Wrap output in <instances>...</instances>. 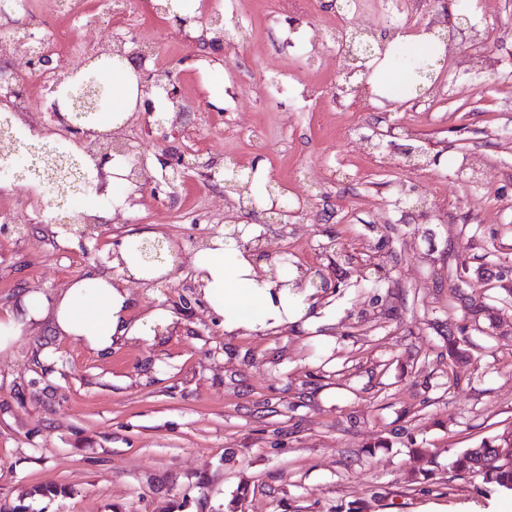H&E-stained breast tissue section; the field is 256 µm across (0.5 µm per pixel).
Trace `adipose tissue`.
Instances as JSON below:
<instances>
[{"mask_svg":"<svg viewBox=\"0 0 512 512\" xmlns=\"http://www.w3.org/2000/svg\"><path fill=\"white\" fill-rule=\"evenodd\" d=\"M259 265L258 257L245 253L225 234L213 237L196 263L204 297L223 316L227 331L282 329L297 323L307 310L304 302L289 300L287 288L269 279L257 280ZM128 298L118 281L99 274L74 281L52 303L41 294H28L23 300L25 320L9 312L0 314V351L20 336L24 321L38 320L48 309L65 338L80 341L97 354L129 341L151 340L155 326L170 324L171 314L162 307L130 319Z\"/></svg>","mask_w":512,"mask_h":512,"instance_id":"adipose-tissue-1","label":"adipose tissue"}]
</instances>
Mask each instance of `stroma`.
<instances>
[{
	"label": "stroma",
	"mask_w": 512,
	"mask_h": 512,
	"mask_svg": "<svg viewBox=\"0 0 512 512\" xmlns=\"http://www.w3.org/2000/svg\"><path fill=\"white\" fill-rule=\"evenodd\" d=\"M39 29L64 28L75 70L97 0H37ZM201 0L229 41L193 57L175 22L129 0L139 39L159 38L175 68L188 134L142 138L131 164L160 173L161 150L186 154L177 209L159 219L150 190L93 236L17 209L25 183L0 189V312L32 292L54 299L91 273L121 278L112 255L131 235L170 245L176 277L129 280V315L171 310L169 335L107 356L62 338L44 316L0 352V496L26 512H500L506 493L458 478L449 463L512 424V0H472L484 49L450 27L436 93L419 103L344 94L326 31L332 0ZM261 166L296 214L213 211L225 164ZM262 228L266 255L287 253L329 289H290L310 323L227 333L185 282L212 236ZM376 267L379 288L360 276ZM492 305L496 329L466 316ZM470 355L449 362V332ZM428 449L434 477L412 481ZM51 488L53 496L36 495Z\"/></svg>",
	"instance_id": "stroma-1"
}]
</instances>
